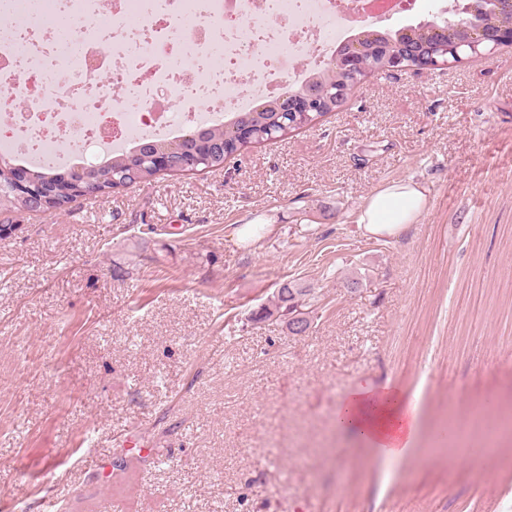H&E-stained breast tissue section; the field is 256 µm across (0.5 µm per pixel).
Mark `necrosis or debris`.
Instances as JSON below:
<instances>
[{"instance_id":"1","label":"necrosis or debris","mask_w":512,"mask_h":512,"mask_svg":"<svg viewBox=\"0 0 512 512\" xmlns=\"http://www.w3.org/2000/svg\"><path fill=\"white\" fill-rule=\"evenodd\" d=\"M404 0H0V157L83 163L304 84ZM131 89L117 97L113 87Z\"/></svg>"}]
</instances>
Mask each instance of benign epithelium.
I'll return each instance as SVG.
<instances>
[{"label": "benign epithelium", "mask_w": 512, "mask_h": 512, "mask_svg": "<svg viewBox=\"0 0 512 512\" xmlns=\"http://www.w3.org/2000/svg\"><path fill=\"white\" fill-rule=\"evenodd\" d=\"M499 18L496 23L480 25L475 17L485 12L486 4ZM456 30L453 36L445 27L432 23L423 25L421 35L405 32L402 40H387L374 45L379 59V71L394 72L408 69L444 70L454 60H463V55H479L495 51L504 44H512V0H467L460 8L454 9ZM374 36L360 34L356 40L336 51L334 62L346 75L356 76L364 71V40ZM350 95L348 86L327 94L324 87L310 84L300 92L286 91L274 99V111L287 115L288 125L298 127L306 123L312 112H323L331 108L336 112L344 107ZM222 147L204 137L196 139L186 149L179 147L153 150L143 145V153L154 169L160 174L178 175L197 170L200 159L208 154L218 153ZM0 176L7 178L12 193L25 203L26 212H52L58 209L59 200H74L90 194L81 182L67 185L44 187L34 182L30 175L0 161Z\"/></svg>", "instance_id": "1"}]
</instances>
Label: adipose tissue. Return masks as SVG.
Wrapping results in <instances>:
<instances>
[{
  "instance_id": "adipose-tissue-1",
  "label": "adipose tissue",
  "mask_w": 512,
  "mask_h": 512,
  "mask_svg": "<svg viewBox=\"0 0 512 512\" xmlns=\"http://www.w3.org/2000/svg\"><path fill=\"white\" fill-rule=\"evenodd\" d=\"M428 206V190L411 180L389 182L361 204L355 222L365 234L390 238L417 223ZM336 424L355 432L377 456L395 458L412 446L417 420L411 401L385 390L353 389L336 406Z\"/></svg>"
}]
</instances>
